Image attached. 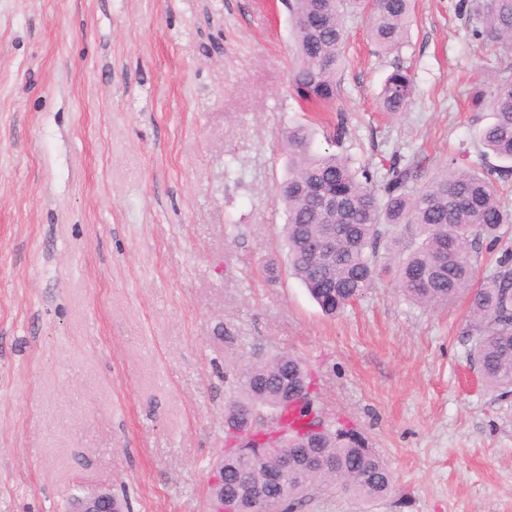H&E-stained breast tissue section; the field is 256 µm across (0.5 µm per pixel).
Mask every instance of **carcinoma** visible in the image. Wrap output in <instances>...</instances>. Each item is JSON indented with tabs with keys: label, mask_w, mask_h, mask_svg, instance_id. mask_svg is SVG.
Listing matches in <instances>:
<instances>
[{
	"label": "carcinoma",
	"mask_w": 512,
	"mask_h": 512,
	"mask_svg": "<svg viewBox=\"0 0 512 512\" xmlns=\"http://www.w3.org/2000/svg\"><path fill=\"white\" fill-rule=\"evenodd\" d=\"M297 64L289 78L291 96L319 112L334 110L344 63L346 18L353 11L367 22L369 37L381 52L398 47L407 32L414 0H288ZM471 36L482 44L512 50V0H460ZM476 90L471 106L490 104L494 120L480 134L482 149L498 165L462 166L457 158L420 189L421 162L390 159L382 180L348 157L311 150V133L302 125L285 132L288 175L277 186L284 209V243L292 275L322 312L341 313L373 287L379 274L380 245L397 265V285L410 301L425 308L445 307L471 293L468 335L472 364L486 386L512 394V266L499 261L494 275L477 277L474 253L480 241L495 242L512 224L497 183L512 176V72ZM415 96L408 70L396 68L384 80L383 111L406 112ZM412 226L402 242L396 229ZM328 240L326 250L311 253L309 242ZM280 432L276 451L288 454L290 468L269 480L275 465L261 441L265 415ZM310 455L326 464L301 475ZM314 486H335L347 496L379 501L394 490V478L382 458L367 447L352 426L326 416L314 380L303 361L284 352H257L240 370L237 390L224 407V456L220 479L212 486L215 509L236 498L237 512H295L302 494Z\"/></svg>",
	"instance_id": "obj_1"
}]
</instances>
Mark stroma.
Here are the masks:
<instances>
[{
	"instance_id": "stroma-1",
	"label": "stroma",
	"mask_w": 512,
	"mask_h": 512,
	"mask_svg": "<svg viewBox=\"0 0 512 512\" xmlns=\"http://www.w3.org/2000/svg\"><path fill=\"white\" fill-rule=\"evenodd\" d=\"M458 0H416L375 54L346 20L335 109L288 92L281 0H0V512H68L111 490L130 512H212L224 404L256 350L306 362L328 416L396 478L388 498L310 491L297 512H512V396L473 369L468 300L429 309L393 272L334 318L288 270L275 187L283 134L355 165L482 162L512 71L473 42ZM410 70L413 106L376 96Z\"/></svg>"
}]
</instances>
